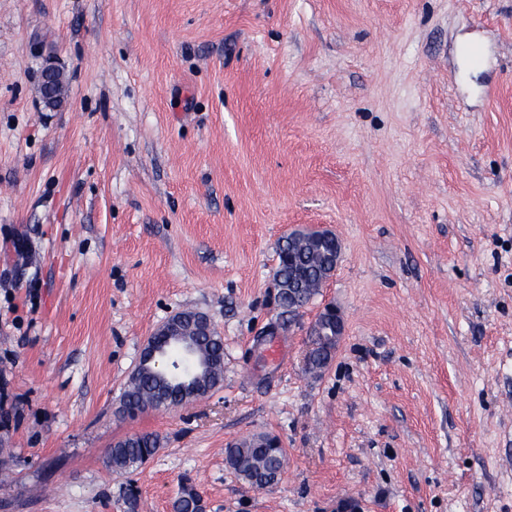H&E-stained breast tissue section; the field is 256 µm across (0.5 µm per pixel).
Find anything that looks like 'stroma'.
<instances>
[{
    "label": "stroma",
    "instance_id": "obj_1",
    "mask_svg": "<svg viewBox=\"0 0 512 512\" xmlns=\"http://www.w3.org/2000/svg\"><path fill=\"white\" fill-rule=\"evenodd\" d=\"M311 225L341 261L267 337ZM187 309L222 386L120 417ZM0 412V512H118L130 480L172 512L186 476L206 512H512V0H0ZM138 432L157 454L111 471ZM259 433L286 450L262 489L225 464ZM50 60L51 56H48L40 72L37 93L45 108L54 110L64 101L66 79L64 71ZM278 263L275 272L276 281L279 287L280 282H286L294 269L300 270L310 288H304L305 301L302 305H307L320 291V285L317 282L319 260L307 250L298 246L293 249V254L288 250V236L283 245H279L277 251ZM309 326V336H312V345L307 354V364L311 369L312 362L319 353L336 351L344 332V322L341 315L332 307L326 308ZM332 327V334L326 333L327 326ZM334 346V348H332Z\"/></svg>",
    "mask_w": 512,
    "mask_h": 512
}]
</instances>
